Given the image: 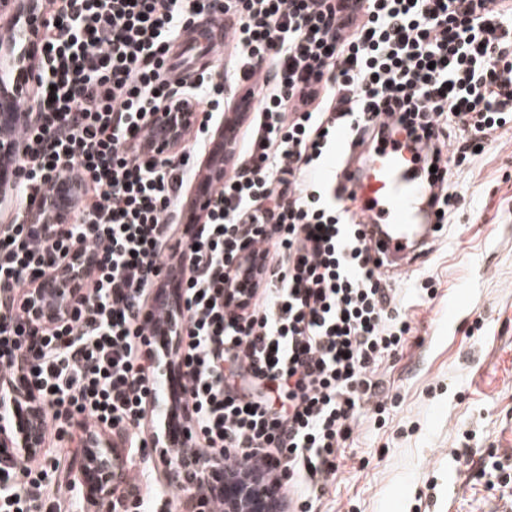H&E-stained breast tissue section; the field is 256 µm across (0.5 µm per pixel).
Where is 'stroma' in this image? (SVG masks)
Masks as SVG:
<instances>
[{
  "instance_id": "35a3bbf8",
  "label": "stroma",
  "mask_w": 512,
  "mask_h": 512,
  "mask_svg": "<svg viewBox=\"0 0 512 512\" xmlns=\"http://www.w3.org/2000/svg\"><path fill=\"white\" fill-rule=\"evenodd\" d=\"M465 202L394 276L412 331L379 367L322 512H512V131L454 177ZM434 292L421 300L416 286Z\"/></svg>"
}]
</instances>
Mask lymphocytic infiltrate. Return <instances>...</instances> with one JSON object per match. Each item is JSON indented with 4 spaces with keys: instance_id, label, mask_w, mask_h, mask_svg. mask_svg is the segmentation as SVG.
Returning a JSON list of instances; mask_svg holds the SVG:
<instances>
[{
    "instance_id": "1",
    "label": "lymphocytic infiltrate",
    "mask_w": 512,
    "mask_h": 512,
    "mask_svg": "<svg viewBox=\"0 0 512 512\" xmlns=\"http://www.w3.org/2000/svg\"><path fill=\"white\" fill-rule=\"evenodd\" d=\"M35 126L19 160L21 206L73 180L70 224H0V380L25 378L45 407L44 436L112 431L152 446L160 384L144 339L146 297L210 123L232 106L209 73L177 85L170 52L196 15L232 16L224 50L255 108L243 161L214 193L189 250L184 341L176 357L199 450L281 476L289 512H321L338 450L376 395V372L411 324L355 221L351 197L315 173L336 132L405 140L443 166L433 198L448 222L452 178L476 148L512 130V0H50ZM185 95L198 127L172 157L147 151L152 117ZM249 243H242V229ZM79 272L68 310L45 322L24 304L62 261ZM43 464L0 466V512H61Z\"/></svg>"
}]
</instances>
